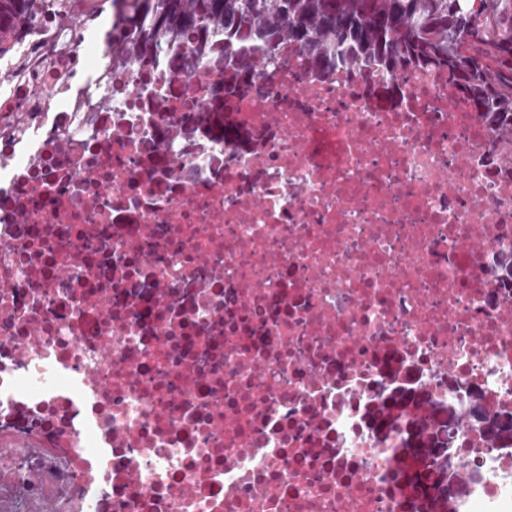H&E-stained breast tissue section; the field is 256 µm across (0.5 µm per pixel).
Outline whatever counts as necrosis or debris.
Returning <instances> with one entry per match:
<instances>
[{
	"mask_svg": "<svg viewBox=\"0 0 512 512\" xmlns=\"http://www.w3.org/2000/svg\"><path fill=\"white\" fill-rule=\"evenodd\" d=\"M52 23L0 58V442L59 512H512V172L448 80L294 49L224 109L164 58L104 105ZM464 461L454 482L449 462Z\"/></svg>",
	"mask_w": 512,
	"mask_h": 512,
	"instance_id": "obj_1",
	"label": "necrosis or debris"
}]
</instances>
